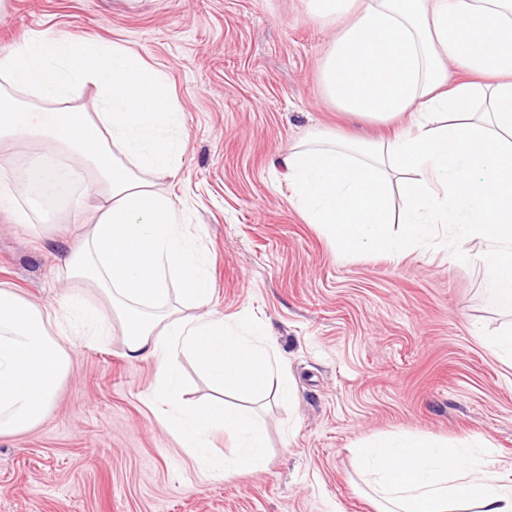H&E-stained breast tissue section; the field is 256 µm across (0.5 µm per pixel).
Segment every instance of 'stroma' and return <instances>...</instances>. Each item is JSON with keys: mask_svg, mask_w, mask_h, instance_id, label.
<instances>
[{"mask_svg": "<svg viewBox=\"0 0 512 512\" xmlns=\"http://www.w3.org/2000/svg\"><path fill=\"white\" fill-rule=\"evenodd\" d=\"M7 0L0 51L39 33L133 47L166 74L185 148L158 182L209 260L212 310L267 325L294 396L245 402L268 442L264 470L211 478L143 395L155 365L124 355L120 327L78 343L74 370L38 427L0 437V512H375L352 447L422 432L486 443L512 483V362L483 343L500 324L479 264L444 239L400 261L336 257L288 201L280 156L321 133L374 139L321 94L335 29L305 0ZM60 252L0 213V281L57 306Z\"/></svg>", "mask_w": 512, "mask_h": 512, "instance_id": "35a3bbf8", "label": "stroma"}]
</instances>
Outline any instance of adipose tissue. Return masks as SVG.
Here are the masks:
<instances>
[{"instance_id":"ef3b65f1","label":"adipose tissue","mask_w":512,"mask_h":512,"mask_svg":"<svg viewBox=\"0 0 512 512\" xmlns=\"http://www.w3.org/2000/svg\"><path fill=\"white\" fill-rule=\"evenodd\" d=\"M342 26L324 55L323 94L380 125L413 115L411 129L353 142L315 135L283 157L289 201L338 257L392 260L450 234V260L479 262L503 317L488 350L512 359V0H307ZM471 75L448 82V63ZM97 89L92 106L73 92ZM180 112L165 75L134 49L42 34L0 53V211L42 234L25 202L32 186L82 181L101 204L62 233L59 274L77 288L55 308L0 283V437L34 429L70 377L72 347L120 325L124 354L153 361L146 396L159 423L212 476L265 465L254 414L216 399L186 405L178 359L193 358L214 386L261 400L294 387L264 325L241 329L207 311V261L186 237L180 210L158 187L177 174ZM191 307L201 315H188ZM229 454L209 456L216 431ZM360 482L378 512H512V484L470 446L418 433L355 446Z\"/></svg>"}]
</instances>
